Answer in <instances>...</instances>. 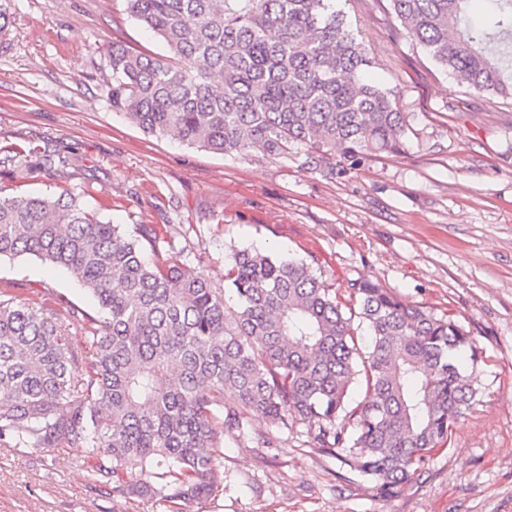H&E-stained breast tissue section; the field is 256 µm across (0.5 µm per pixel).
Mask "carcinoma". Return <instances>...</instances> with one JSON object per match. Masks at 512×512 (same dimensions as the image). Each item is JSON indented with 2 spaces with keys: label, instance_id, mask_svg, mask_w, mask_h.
Wrapping results in <instances>:
<instances>
[{
  "label": "carcinoma",
  "instance_id": "1",
  "mask_svg": "<svg viewBox=\"0 0 512 512\" xmlns=\"http://www.w3.org/2000/svg\"><path fill=\"white\" fill-rule=\"evenodd\" d=\"M330 0H125L166 46L160 59L112 44V109L144 132L215 154L305 164L341 176L405 149L409 115L364 80L371 58ZM471 0H390L404 34L471 90L512 96V0L485 27ZM58 172L65 160L9 148L0 167ZM34 255L96 299L87 358L57 306L0 291V443L76 445L112 497L176 504L211 496L224 441L261 416L307 426L310 447L401 491L476 401L481 356L455 321L378 283L350 303L306 262L244 248L224 288L180 263L154 224L122 228L75 196H0V257ZM231 292L236 306L228 307ZM365 326L369 344L351 327ZM359 380L364 399L349 408ZM349 415L352 428L336 425Z\"/></svg>",
  "mask_w": 512,
  "mask_h": 512
}]
</instances>
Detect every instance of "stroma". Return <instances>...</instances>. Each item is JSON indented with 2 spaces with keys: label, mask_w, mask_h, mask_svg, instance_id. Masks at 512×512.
I'll use <instances>...</instances> for the list:
<instances>
[{
  "label": "stroma",
  "mask_w": 512,
  "mask_h": 512,
  "mask_svg": "<svg viewBox=\"0 0 512 512\" xmlns=\"http://www.w3.org/2000/svg\"><path fill=\"white\" fill-rule=\"evenodd\" d=\"M0 31V147L64 157L62 175L0 167V196L68 191L100 221L153 224L179 259L224 285L233 250L311 263L347 300L377 281L446 315L482 353L478 401L404 490L383 495L309 447L305 425L251 418L227 440L217 493L174 505L113 498L84 448L0 445V512H512V98L474 92L400 32L389 0H334L373 60L367 79L410 115L408 147L335 177L302 156L220 155L144 134L103 79L112 44H164L124 0H7ZM0 291L94 313L66 271L0 259Z\"/></svg>",
  "instance_id": "stroma-1"
}]
</instances>
